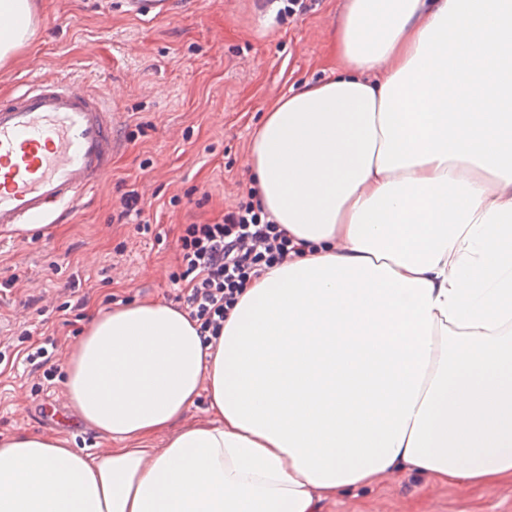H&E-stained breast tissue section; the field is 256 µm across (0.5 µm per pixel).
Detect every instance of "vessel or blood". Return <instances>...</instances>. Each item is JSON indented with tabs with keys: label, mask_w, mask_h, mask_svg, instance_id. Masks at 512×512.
Segmentation results:
<instances>
[{
	"label": "vessel or blood",
	"mask_w": 512,
	"mask_h": 512,
	"mask_svg": "<svg viewBox=\"0 0 512 512\" xmlns=\"http://www.w3.org/2000/svg\"><path fill=\"white\" fill-rule=\"evenodd\" d=\"M145 21L170 17L175 0H127ZM117 103L66 77H34L0 103V238L14 225L48 224L77 207L112 170L120 148Z\"/></svg>",
	"instance_id": "obj_1"
}]
</instances>
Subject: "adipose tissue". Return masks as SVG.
<instances>
[{
  "mask_svg": "<svg viewBox=\"0 0 512 512\" xmlns=\"http://www.w3.org/2000/svg\"><path fill=\"white\" fill-rule=\"evenodd\" d=\"M34 13L0 0V65ZM333 43L335 75L280 97L247 156L298 256L210 338L163 302L96 313L63 386L104 445L0 437V512H319L404 470L512 481V0H348Z\"/></svg>",
  "mask_w": 512,
  "mask_h": 512,
  "instance_id": "1",
  "label": "adipose tissue"
}]
</instances>
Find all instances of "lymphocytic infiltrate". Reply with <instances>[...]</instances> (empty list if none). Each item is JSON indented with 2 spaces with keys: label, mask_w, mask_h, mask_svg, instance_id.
I'll use <instances>...</instances> for the list:
<instances>
[{
  "label": "lymphocytic infiltrate",
  "mask_w": 512,
  "mask_h": 512,
  "mask_svg": "<svg viewBox=\"0 0 512 512\" xmlns=\"http://www.w3.org/2000/svg\"><path fill=\"white\" fill-rule=\"evenodd\" d=\"M180 283L177 302L185 304L201 333L218 335L245 283L266 267L286 261L287 234L264 211L255 190L207 224L184 225L177 238Z\"/></svg>",
  "instance_id": "obj_1"
}]
</instances>
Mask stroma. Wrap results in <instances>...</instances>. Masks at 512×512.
<instances>
[{
    "mask_svg": "<svg viewBox=\"0 0 512 512\" xmlns=\"http://www.w3.org/2000/svg\"><path fill=\"white\" fill-rule=\"evenodd\" d=\"M36 2V35L0 67V98L40 74L78 79L116 99L123 149L66 223L0 239V280H15L0 291V433L23 427L92 450V431L62 422L66 351L109 303L171 302L181 226L214 221L246 195L252 130L289 90L335 72L331 34L346 0H307L284 22L278 0H180L175 16L155 22L127 14L124 0ZM131 191L142 212L117 222ZM145 222L151 233L140 231ZM25 330L53 340L52 380L17 354ZM322 512H512V483L464 491L405 472L327 500Z\"/></svg>",
    "mask_w": 512,
    "mask_h": 512,
    "instance_id": "35a3bbf8",
    "label": "stroma"
}]
</instances>
